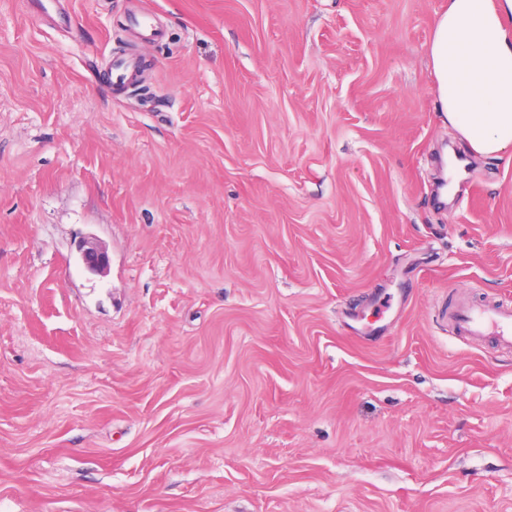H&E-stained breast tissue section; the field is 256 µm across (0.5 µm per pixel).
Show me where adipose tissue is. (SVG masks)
<instances>
[{"label": "adipose tissue", "mask_w": 512, "mask_h": 512, "mask_svg": "<svg viewBox=\"0 0 512 512\" xmlns=\"http://www.w3.org/2000/svg\"><path fill=\"white\" fill-rule=\"evenodd\" d=\"M428 57L443 115L469 148L512 150V0H448Z\"/></svg>", "instance_id": "obj_1"}]
</instances>
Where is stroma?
Instances as JSON below:
<instances>
[{
  "instance_id": "1",
  "label": "stroma",
  "mask_w": 512,
  "mask_h": 512,
  "mask_svg": "<svg viewBox=\"0 0 512 512\" xmlns=\"http://www.w3.org/2000/svg\"><path fill=\"white\" fill-rule=\"evenodd\" d=\"M447 4L0 0V512H512V348L449 321L512 306V157L442 117Z\"/></svg>"
}]
</instances>
